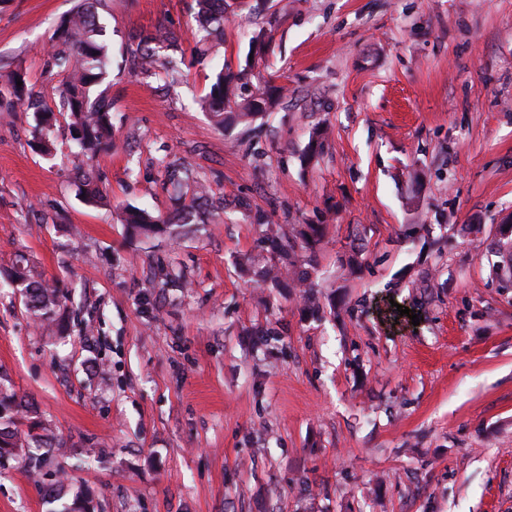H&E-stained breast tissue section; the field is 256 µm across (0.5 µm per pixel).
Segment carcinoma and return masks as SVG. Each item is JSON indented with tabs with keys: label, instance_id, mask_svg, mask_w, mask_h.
<instances>
[{
	"label": "carcinoma",
	"instance_id": "cac0c4a2",
	"mask_svg": "<svg viewBox=\"0 0 512 512\" xmlns=\"http://www.w3.org/2000/svg\"><path fill=\"white\" fill-rule=\"evenodd\" d=\"M101 0H81L75 13L65 21L64 35L52 47L50 57L63 73L59 87V108L69 119L70 134L74 135L77 154L92 158L97 153L112 147V123L109 109L98 88L109 76L111 56L109 43L105 39V26L99 22L97 6ZM247 6L246 0H193L191 9L196 23L194 34L196 52L206 57L212 48L224 42V20L237 15ZM176 37L164 28L141 39L135 59L141 74L153 76L158 70L172 78L180 73V61ZM254 65L238 71L227 67L219 70L208 94L201 100L202 108L209 112L219 126L251 125L258 116L270 111L285 97L288 89L273 85V79L251 80ZM23 85H17V81ZM17 106L34 110L40 124L53 114L42 95L26 82L20 71L13 72L6 84L0 86V112H11ZM328 137V127L319 125L302 156L305 164L318 158ZM75 179L84 186L85 198L95 202L101 191L90 170L80 166ZM183 181L193 185L194 198L175 218L153 214L146 208L130 207L125 211V223L134 233L150 239L173 227L197 226L207 223L208 217L199 208L208 204V186L184 172ZM322 233L320 224H302L296 235L279 228L271 229L266 242L275 258L263 255L248 258L250 267L264 281L277 282L283 276L291 279L293 287L301 289L304 299L312 305L318 301V282L313 279L311 269L315 263V246ZM11 282L21 283L26 290V305L36 319L53 322L56 307L65 295L48 280L37 279L18 260L11 274ZM26 427L27 439L32 446L27 448L25 463L38 472L49 460L53 446L49 438L40 433L41 421L34 416H19L13 395L0 384V467L17 455L19 427Z\"/></svg>",
	"mask_w": 512,
	"mask_h": 512
}]
</instances>
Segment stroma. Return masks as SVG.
<instances>
[{
  "label": "stroma",
  "mask_w": 512,
  "mask_h": 512,
  "mask_svg": "<svg viewBox=\"0 0 512 512\" xmlns=\"http://www.w3.org/2000/svg\"><path fill=\"white\" fill-rule=\"evenodd\" d=\"M78 2L0 0V84L23 71L53 102L50 50ZM190 2L100 11L98 204L73 178L66 116L44 156L34 112H0V381L61 441L48 470L98 512H512V288L490 274L512 222V0H265L200 64ZM160 25L188 54L174 84L125 63ZM261 30L288 98L221 129L198 101ZM320 122L331 135L303 165ZM165 155L218 211L143 239L121 211H169ZM257 209L325 224L318 307L241 268L262 251ZM355 227L366 265L344 281ZM21 257L66 293L68 330L36 324L10 286ZM49 509L23 459L0 467V512Z\"/></svg>",
  "instance_id": "obj_1"
}]
</instances>
